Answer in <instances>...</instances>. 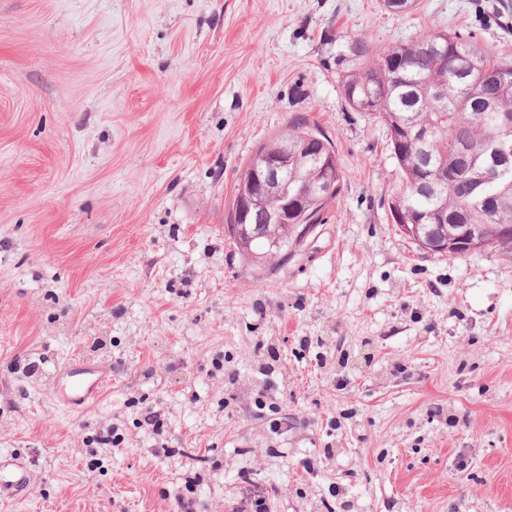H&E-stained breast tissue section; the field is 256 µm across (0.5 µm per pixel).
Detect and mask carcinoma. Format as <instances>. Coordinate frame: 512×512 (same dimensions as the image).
<instances>
[{
  "mask_svg": "<svg viewBox=\"0 0 512 512\" xmlns=\"http://www.w3.org/2000/svg\"><path fill=\"white\" fill-rule=\"evenodd\" d=\"M429 42L448 52V59L425 53ZM348 50L358 67L342 81L344 101L354 110L376 114L386 126L388 146L403 174L389 211L398 210L407 223L418 225L413 243L427 253L460 258L465 253H448L434 244L445 235L466 232L478 249L512 263V161L495 172L490 167L494 146H512V129L498 122L503 116L512 118V61L495 58L470 34L446 31L402 44L372 62L364 39H352ZM418 128L432 130L430 143L415 136ZM285 137L299 156L293 188L323 179L322 169L304 160V150L314 137L327 150L333 147L305 121L291 122L285 136L262 144L256 154L278 147ZM342 182L338 168L329 195L314 196L288 224L258 230L229 220V238L250 263L278 262L320 223Z\"/></svg>",
  "mask_w": 512,
  "mask_h": 512,
  "instance_id": "cac0c4a2",
  "label": "carcinoma"
}]
</instances>
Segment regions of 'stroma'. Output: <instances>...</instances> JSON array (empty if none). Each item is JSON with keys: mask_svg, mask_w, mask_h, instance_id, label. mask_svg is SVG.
Segmentation results:
<instances>
[{"mask_svg": "<svg viewBox=\"0 0 512 512\" xmlns=\"http://www.w3.org/2000/svg\"><path fill=\"white\" fill-rule=\"evenodd\" d=\"M503 6L0 0V453L33 460L0 512H512V264L402 235L387 131L341 88L356 37L471 32L512 59ZM296 117L344 186L249 267L236 184ZM78 359L112 382L71 411L50 388Z\"/></svg>", "mask_w": 512, "mask_h": 512, "instance_id": "1", "label": "stroma"}]
</instances>
